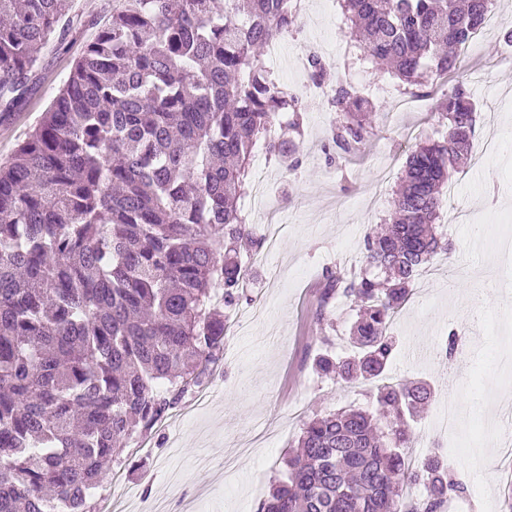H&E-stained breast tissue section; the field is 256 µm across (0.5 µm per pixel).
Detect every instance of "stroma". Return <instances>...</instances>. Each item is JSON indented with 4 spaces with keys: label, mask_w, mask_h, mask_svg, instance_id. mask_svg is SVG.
Here are the masks:
<instances>
[{
    "label": "stroma",
    "mask_w": 512,
    "mask_h": 512,
    "mask_svg": "<svg viewBox=\"0 0 512 512\" xmlns=\"http://www.w3.org/2000/svg\"><path fill=\"white\" fill-rule=\"evenodd\" d=\"M85 23L83 34L50 45L32 76L27 104L0 119V163L40 122L92 35L88 23L103 18L112 0H68ZM500 25L462 52L447 82L431 96H414L407 109L394 110L392 78L367 63L352 68L356 81L373 87L383 110L373 120L365 148L343 164L328 160L330 132L325 114L308 100L304 135L296 142V172L269 160L277 211L276 248L243 246V295L229 313L224 351L204 387L207 409L188 393L148 435L135 438L122 464L104 469L100 493L115 485L136 491L143 503L166 502L169 512H258L271 485L283 474L282 460L297 444L302 423L316 414L368 407L371 390L341 387L319 376L314 359L321 350L339 356L349 349L356 312L337 298L325 320L317 318V298L326 271L351 269L361 260L365 234L388 219L406 158L417 144L444 135L433 114L439 94L465 83L475 94L478 121L474 141L512 144V63L504 41L512 28V0H497ZM337 0H309L288 33L273 71L279 79L300 74L298 59L307 41L326 42L329 75L345 70L338 48ZM437 232L448 244L424 266L412 295L395 318L396 350L389 380H429L437 398L418 419L422 453L452 454V467L467 485L472 512H506L504 474L499 468L498 409L512 401V265L497 251L500 238L512 239V157L472 152L452 178ZM459 336L455 355L445 356L449 332ZM462 417L455 445H447L435 423L445 401Z\"/></svg>",
    "instance_id": "1"
}]
</instances>
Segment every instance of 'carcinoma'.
I'll use <instances>...</instances> for the list:
<instances>
[{
	"label": "carcinoma",
	"instance_id": "obj_1",
	"mask_svg": "<svg viewBox=\"0 0 512 512\" xmlns=\"http://www.w3.org/2000/svg\"><path fill=\"white\" fill-rule=\"evenodd\" d=\"M496 0H339L348 46L407 88L445 75ZM298 17L293 0H112L41 122L0 164V512H94L101 464L121 461L224 349L219 303L240 300L238 243L254 150L284 156L301 98L255 49ZM65 0H0V107L29 93L46 46L73 32ZM329 159L369 137L372 101L337 82ZM446 134L413 150L391 222L359 270H329L320 312L358 307L352 355L320 354L338 383H374L372 407L304 422L261 512H447L465 482L431 453L410 462L425 381L388 382L394 317L442 249L435 227L473 148L477 108L454 86ZM423 486L410 498L403 488Z\"/></svg>",
	"mask_w": 512,
	"mask_h": 512
}]
</instances>
